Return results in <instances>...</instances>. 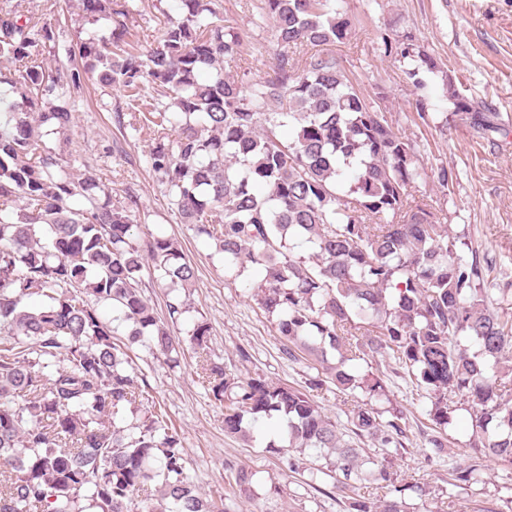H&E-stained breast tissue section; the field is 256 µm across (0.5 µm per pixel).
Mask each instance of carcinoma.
Listing matches in <instances>:
<instances>
[{
    "label": "carcinoma",
    "instance_id": "1",
    "mask_svg": "<svg viewBox=\"0 0 512 512\" xmlns=\"http://www.w3.org/2000/svg\"><path fill=\"white\" fill-rule=\"evenodd\" d=\"M181 18L155 45L114 53L95 38L63 40L19 5L0 7V58L19 64L22 111L0 128V512H223L198 496L188 454L148 385L139 383L116 330L97 305L132 325L131 342L177 361L175 337L141 293L145 260L156 279L186 288L195 269L171 236L134 240L130 210L112 204L90 169L37 152L34 123L63 133L74 123L88 76L136 98L152 90L144 119L154 125L148 167L183 223L216 241L229 269L260 267L253 297L276 316L283 353L321 366L309 389L238 374L212 360L210 326L191 330L199 370L224 405V432L246 415L276 419L280 453L309 448L328 459L343 489L388 481L366 469V449L343 438L313 392L330 380L346 395L382 388L356 361L379 356L407 369L432 399L435 425L448 426L453 398L470 406L480 445L454 480L482 478L484 459L512 466V316L494 310L475 252L461 249L423 198L418 143L394 130L332 56L304 64L288 54L341 42L350 22L336 0H262L281 48L274 75L243 91L224 73L240 36L214 0H178ZM85 20L125 30L126 0H79ZM385 53L412 61L417 88L430 57L382 37ZM49 48L66 62H38ZM477 132L501 130L498 114L454 102ZM292 137L283 142L278 129ZM80 197L75 208L71 199ZM37 295L35 307L25 299ZM139 423L119 427L125 410ZM358 440L404 448V414L384 422L367 404L348 410ZM350 512H407L403 502L352 498Z\"/></svg>",
    "mask_w": 512,
    "mask_h": 512
}]
</instances>
